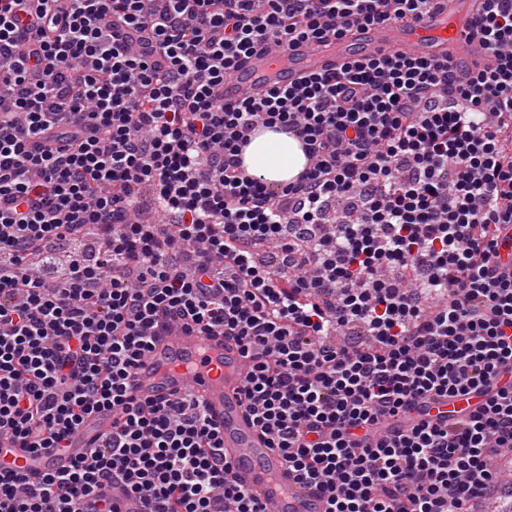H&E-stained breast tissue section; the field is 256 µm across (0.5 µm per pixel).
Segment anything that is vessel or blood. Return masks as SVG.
Segmentation results:
<instances>
[{"label": "vessel or blood", "instance_id": "b4317fda", "mask_svg": "<svg viewBox=\"0 0 512 512\" xmlns=\"http://www.w3.org/2000/svg\"><path fill=\"white\" fill-rule=\"evenodd\" d=\"M483 0H433L419 20L353 26L339 37L284 48H259L243 58L224 80L225 102L238 104L263 96L272 85L293 86L311 74L336 71L371 55H410L447 64L456 76L489 66L493 57L473 31ZM245 361L239 346L220 336L175 329L157 336L135 370L133 385L144 399L162 402L194 390L224 437V455L239 482L269 512H323L325 499L310 484L287 475L278 453L267 448L241 402ZM481 401L469 394L450 401L430 400L420 410L434 419L461 418ZM112 426L111 413L81 424L65 453L0 448V462L23 469L31 479L66 469L74 453L88 449ZM119 512H145L143 501L120 480L112 482Z\"/></svg>", "mask_w": 512, "mask_h": 512}]
</instances>
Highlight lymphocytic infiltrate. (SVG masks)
<instances>
[{"instance_id": "lymphocytic-infiltrate-1", "label": "lymphocytic infiltrate", "mask_w": 512, "mask_h": 512, "mask_svg": "<svg viewBox=\"0 0 512 512\" xmlns=\"http://www.w3.org/2000/svg\"><path fill=\"white\" fill-rule=\"evenodd\" d=\"M431 0H0V445L67 451L89 416L110 432L68 470H0V512H116L121 477L146 512H266L234 476L202 402L136 398L133 372L165 325L223 334L242 395L288 473L327 512H470L512 454V0L474 27L496 59L454 83L447 65L372 56L237 105L220 90L260 46L419 19ZM291 127L314 163L281 198L238 172L255 122ZM156 189L167 224L134 208ZM361 208L316 230L352 190ZM95 233L102 246L86 252ZM274 244L293 274L257 265ZM56 282L29 258L54 264ZM423 270L447 296L383 278ZM482 389L458 420L381 423Z\"/></svg>"}]
</instances>
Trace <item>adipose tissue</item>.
I'll use <instances>...</instances> for the list:
<instances>
[{
    "mask_svg": "<svg viewBox=\"0 0 512 512\" xmlns=\"http://www.w3.org/2000/svg\"><path fill=\"white\" fill-rule=\"evenodd\" d=\"M246 166L266 180L289 182L306 164L298 142L287 134L265 129L255 134L243 150Z\"/></svg>",
    "mask_w": 512,
    "mask_h": 512,
    "instance_id": "obj_1",
    "label": "adipose tissue"
}]
</instances>
